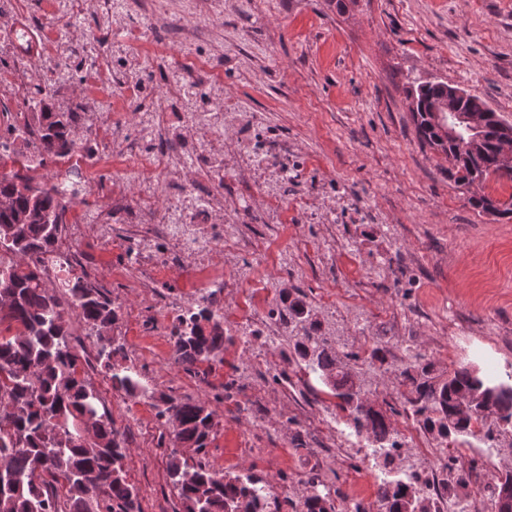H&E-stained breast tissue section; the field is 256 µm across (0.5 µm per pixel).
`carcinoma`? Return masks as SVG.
<instances>
[{
	"label": "carcinoma",
	"mask_w": 512,
	"mask_h": 512,
	"mask_svg": "<svg viewBox=\"0 0 512 512\" xmlns=\"http://www.w3.org/2000/svg\"><path fill=\"white\" fill-rule=\"evenodd\" d=\"M449 84L427 82L408 90L419 98L413 111L420 140L448 158V180L470 185L493 178L512 183V166L499 161L504 141L512 142V124L478 96L467 94L451 102L447 122L458 127L453 139H441L428 109L448 98ZM23 109L38 112L40 163L68 155L74 146L72 111L56 107L54 99L36 88ZM484 115L473 133L455 116ZM0 512H140L137 494L126 477L127 449L101 399L80 372V358L69 341L65 308L99 335L100 365L110 374L112 387L132 398L146 395L140 383L113 363L119 349L103 332L120 320V308L99 288L67 272L59 281L63 291L47 287L28 258L50 253L65 223L67 205L56 186L35 183L27 173H0ZM49 216L43 224L37 214ZM288 316L299 325L292 349L302 369L318 373L335 390L337 407L351 426L376 441L392 434L390 420L368 401L344 360L358 361L357 352L339 356L338 345L319 335L320 323L309 318L300 302L288 304ZM223 321L209 306L197 304L172 323L170 343L174 360L188 371H198L224 351ZM432 364L415 356L402 372L409 392L403 410L416 416L421 427L437 435L442 448H462L482 431L500 436L499 447L512 449V384H491L466 367L448 377L432 375ZM468 396L474 412L459 408ZM161 424L173 429L175 448L169 472L185 512H266L263 488L252 476L224 474L203 461L215 426L213 412L203 402H178L160 397L154 404ZM200 459L190 463L179 448ZM512 483L511 470H499L489 498V512H512L503 489ZM387 512H432L428 498L417 491L395 492ZM350 506L314 493L299 504V512H349Z\"/></svg>",
	"instance_id": "1"
}]
</instances>
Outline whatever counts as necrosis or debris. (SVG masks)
Listing matches in <instances>:
<instances>
[{"instance_id":"necrosis-or-debris-1","label":"necrosis or debris","mask_w":512,"mask_h":512,"mask_svg":"<svg viewBox=\"0 0 512 512\" xmlns=\"http://www.w3.org/2000/svg\"><path fill=\"white\" fill-rule=\"evenodd\" d=\"M170 0H144L133 24L92 35L86 47V78L96 90L106 121L91 128L88 145L96 158L112 164L120 179L133 186L132 196H113L109 205L97 208L93 223L110 227L118 218L134 215V227L128 243L134 261L151 259L154 266L181 262L192 299L209 297L213 289L224 286L223 278L204 276L203 267L210 253L231 242L230 225H213L204 213L224 206V160L212 152L211 134L227 129L223 108L199 111L189 108L191 91L220 84L221 77L211 64L193 51L196 41L206 38L209 14L191 21L169 12ZM165 17L185 52V61L173 68L175 77L164 92L152 99L143 111L136 137H124L126 117L117 100L139 99L141 86L131 74L132 60H144L161 53L155 40L157 17ZM117 50L116 58H107L105 48ZM250 155L260 157L270 180L262 191L269 212L288 210V196L280 190L294 165L286 140L261 138L249 146ZM193 169L192 183L168 190L173 166ZM397 447H380L378 442L356 435L346 440L347 449L364 464L382 465L385 458L403 456L399 479L377 477L376 493L384 489L413 488L427 496L439 512H487L482 496L472 486L456 492L448 490V451L429 447L413 417H406L397 431Z\"/></svg>"}]
</instances>
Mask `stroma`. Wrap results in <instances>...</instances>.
Segmentation results:
<instances>
[{
    "mask_svg": "<svg viewBox=\"0 0 512 512\" xmlns=\"http://www.w3.org/2000/svg\"><path fill=\"white\" fill-rule=\"evenodd\" d=\"M66 4L9 0L4 10L17 23L51 24ZM129 18L88 12L70 25L68 43L37 59L36 82L49 85L63 108L102 122L81 45ZM156 37L169 52L139 70L151 92L164 89L179 52L168 29ZM196 52L224 70L214 102L264 115L262 128L216 141L229 164L225 185L264 205L262 169L244 151L254 137L274 134L303 161L288 194L304 207L289 209L284 222L242 225L240 244L212 254V272L224 277L214 303L224 309L225 328L254 282L274 286L251 350L225 343L221 359L196 376L172 360V321L163 311L190 294L181 268L143 285L126 249L108 247L99 225H83L76 247L87 279L121 309L109 333L120 349L115 363L136 371L148 394L134 399L113 389L98 367L85 375L125 440L140 512H185L169 476L172 429L152 406L161 395L206 403L217 422L207 463L281 487L280 512H296L317 473L341 496L369 493L372 473L352 467L344 451L340 434L348 426L332 387L293 372L271 379L292 355L282 299L304 303L357 348L387 331L424 353L438 376L463 365L501 381L512 373V218L480 214L469 203L475 193L507 200L512 187L450 182L447 158L420 142L407 97L410 82L442 80L512 122V0H226L212 39ZM330 210L335 223H321ZM330 246L336 256L326 266L321 255ZM283 249L295 254L294 270L279 268ZM334 308L348 320H331ZM362 311L368 325L358 330L351 318ZM355 373L377 407L400 406L405 387L396 370L374 361Z\"/></svg>",
    "mask_w": 512,
    "mask_h": 512,
    "instance_id": "35a3bbf8",
    "label": "stroma"
}]
</instances>
